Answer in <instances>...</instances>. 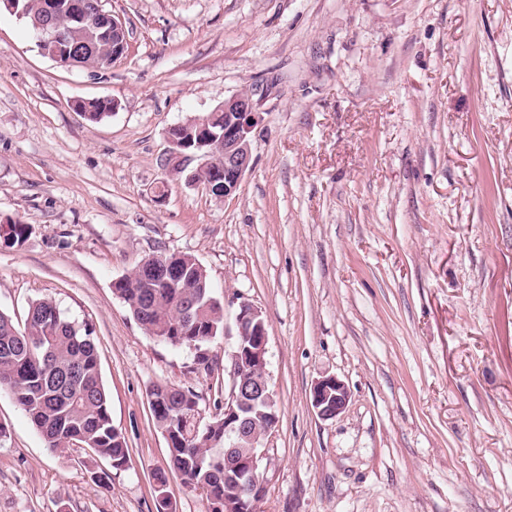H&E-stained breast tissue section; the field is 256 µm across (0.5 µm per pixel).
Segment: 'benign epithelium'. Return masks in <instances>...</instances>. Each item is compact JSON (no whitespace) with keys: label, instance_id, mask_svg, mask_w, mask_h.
<instances>
[{"label":"benign epithelium","instance_id":"benign-epithelium-1","mask_svg":"<svg viewBox=\"0 0 512 512\" xmlns=\"http://www.w3.org/2000/svg\"><path fill=\"white\" fill-rule=\"evenodd\" d=\"M42 9V16L34 21L38 46L43 55L58 64L65 67L76 65L74 57L81 56V47L70 39L69 33L71 27L82 25L89 19L110 37L112 59L126 53L128 34L124 23L102 11L95 0H69L62 10L58 9L56 0H45ZM214 111L224 113L222 136H203L197 151L185 153L175 135L183 124L171 126L167 131L169 150L163 166L173 174L181 173L193 163L198 169L212 167L211 181L204 187L215 199L223 201L236 195L251 167L252 136L261 116L255 111L253 94L249 91L224 100ZM236 324L237 336L248 345L241 344L227 355L231 389L229 398L224 400V438L231 447L224 450V465L236 472L247 468L253 482L261 486L264 482L261 471L263 453L259 448L263 434L252 426L248 413L250 408L261 403L269 409L265 413L266 419L273 425L278 421L275 394L267 371L268 335L261 311L247 301L239 305ZM349 400L347 387L333 376L317 381L311 394V405L323 419L339 416ZM242 439L255 449L246 461L238 459L234 452Z\"/></svg>","mask_w":512,"mask_h":512}]
</instances>
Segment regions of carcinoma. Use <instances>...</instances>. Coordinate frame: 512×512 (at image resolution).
Listing matches in <instances>:
<instances>
[{
  "mask_svg": "<svg viewBox=\"0 0 512 512\" xmlns=\"http://www.w3.org/2000/svg\"><path fill=\"white\" fill-rule=\"evenodd\" d=\"M73 36L82 42L85 60L110 59L109 41L94 24L74 29ZM84 108L91 121L110 113L95 99L84 102ZM161 257L178 274L176 285L139 267L115 284V292L147 335L188 348L205 364L209 343L224 332V307L194 256ZM0 389L11 393L48 447L65 450L78 443L114 469L127 465V443L112 425L92 331L67 320L53 301L32 302L22 330L0 311ZM147 396L154 424L169 447L167 468L154 480L166 484L170 474L178 475L202 492L208 512H224L226 500L233 512H252L262 489L245 484L233 471L224 475V416L207 426L197 423L199 395L188 387L154 384Z\"/></svg>",
  "mask_w": 512,
  "mask_h": 512,
  "instance_id": "obj_1",
  "label": "carcinoma"
}]
</instances>
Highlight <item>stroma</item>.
<instances>
[{
	"mask_svg": "<svg viewBox=\"0 0 512 512\" xmlns=\"http://www.w3.org/2000/svg\"><path fill=\"white\" fill-rule=\"evenodd\" d=\"M107 69L45 57L0 9V311L88 326L128 464L47 447L0 390V512H157L147 397L230 391L258 308L279 421L260 512H512V0H108ZM256 88L252 166L220 202L162 165L168 129ZM79 99H112L97 122ZM194 256L224 307L208 370L148 336L113 284ZM333 376L343 413L310 393ZM350 400L347 387L336 377L329 376L317 381L311 394V405L324 419L339 416Z\"/></svg>",
	"mask_w": 512,
	"mask_h": 512,
	"instance_id": "35a3bbf8",
	"label": "stroma"
}]
</instances>
